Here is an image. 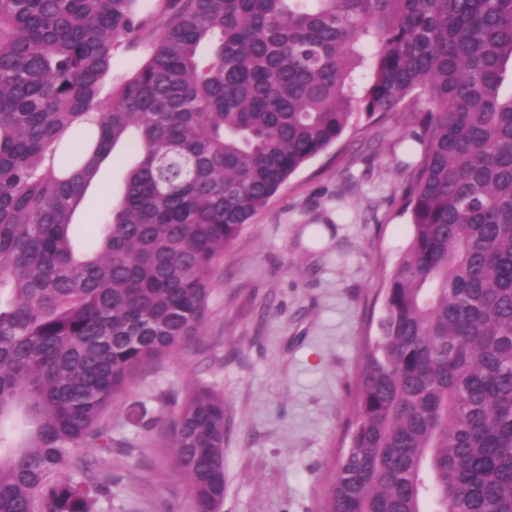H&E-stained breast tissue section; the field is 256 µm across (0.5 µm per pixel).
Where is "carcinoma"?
Returning <instances> with one entry per match:
<instances>
[{"instance_id":"carcinoma-1","label":"carcinoma","mask_w":512,"mask_h":512,"mask_svg":"<svg viewBox=\"0 0 512 512\" xmlns=\"http://www.w3.org/2000/svg\"><path fill=\"white\" fill-rule=\"evenodd\" d=\"M144 61L113 73L122 49ZM512 0H0V512H100L86 448L142 366L200 335L243 226L365 117L406 108L409 242L381 283L321 512H512ZM123 189L73 215L106 162ZM161 420L197 512L224 394Z\"/></svg>"}]
</instances>
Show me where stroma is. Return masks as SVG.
<instances>
[{
  "instance_id": "obj_1",
  "label": "stroma",
  "mask_w": 512,
  "mask_h": 512,
  "mask_svg": "<svg viewBox=\"0 0 512 512\" xmlns=\"http://www.w3.org/2000/svg\"><path fill=\"white\" fill-rule=\"evenodd\" d=\"M413 129L393 113L379 154L343 139L307 162L248 222L214 277L199 338L139 369L103 413L114 512H194L170 449L130 424V401L170 417L167 396L206 383L224 395L218 512H320L355 418L362 339L377 289L408 242L401 192Z\"/></svg>"
}]
</instances>
